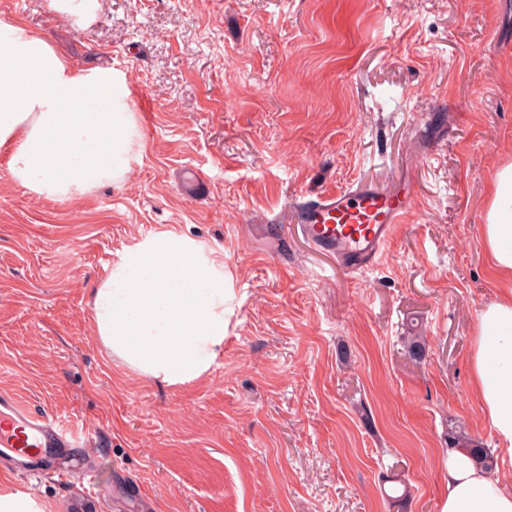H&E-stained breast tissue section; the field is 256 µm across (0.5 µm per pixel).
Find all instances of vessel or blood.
I'll return each instance as SVG.
<instances>
[{
	"instance_id": "obj_1",
	"label": "vessel or blood",
	"mask_w": 512,
	"mask_h": 512,
	"mask_svg": "<svg viewBox=\"0 0 512 512\" xmlns=\"http://www.w3.org/2000/svg\"><path fill=\"white\" fill-rule=\"evenodd\" d=\"M415 210L408 183L392 189L365 185L318 194L298 209L297 224L314 249L360 270L376 262L397 225L411 221ZM76 444L52 417L25 406L15 394L0 392V471L52 473L66 480L58 461Z\"/></svg>"
}]
</instances>
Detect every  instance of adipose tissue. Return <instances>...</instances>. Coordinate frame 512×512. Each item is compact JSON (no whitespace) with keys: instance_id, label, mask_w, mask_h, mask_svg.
I'll return each mask as SVG.
<instances>
[{"instance_id":"adipose-tissue-1","label":"adipose tissue","mask_w":512,"mask_h":512,"mask_svg":"<svg viewBox=\"0 0 512 512\" xmlns=\"http://www.w3.org/2000/svg\"><path fill=\"white\" fill-rule=\"evenodd\" d=\"M0 150L12 179L69 201L121 183L141 132L128 75L84 69L47 38L0 15ZM481 243L506 286L478 315L472 378L501 470L512 472V163L494 174ZM224 276L186 237L165 233L127 249L93 295L94 333L130 371L170 385L202 377L224 344ZM441 512H512V487L461 448L445 459Z\"/></svg>"}]
</instances>
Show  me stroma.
<instances>
[{"label":"stroma","mask_w":512,"mask_h":512,"mask_svg":"<svg viewBox=\"0 0 512 512\" xmlns=\"http://www.w3.org/2000/svg\"><path fill=\"white\" fill-rule=\"evenodd\" d=\"M51 2L0 15L126 72L143 148L65 202L0 151V392L86 440L59 462L70 480L0 474V494L74 512L91 465L92 512H441L448 430L496 443L470 357L503 286L481 226L512 162V0H100L88 27ZM405 175L419 210L372 268L298 233L303 201ZM168 232L223 271L231 309L221 356L177 386L112 358L91 308L124 249Z\"/></svg>","instance_id":"1"}]
</instances>
